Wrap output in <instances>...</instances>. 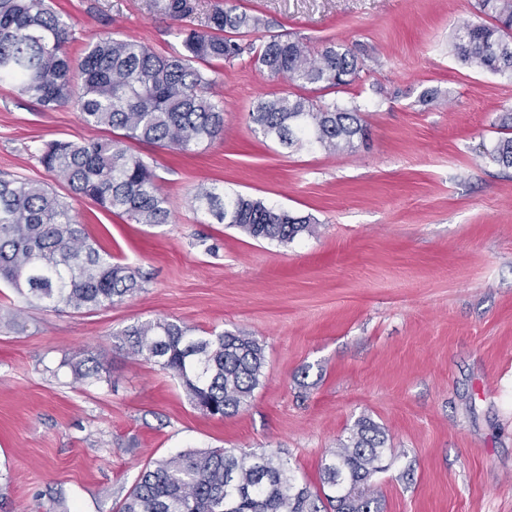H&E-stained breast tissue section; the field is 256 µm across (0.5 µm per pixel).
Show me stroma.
I'll use <instances>...</instances> for the list:
<instances>
[{
    "mask_svg": "<svg viewBox=\"0 0 512 512\" xmlns=\"http://www.w3.org/2000/svg\"><path fill=\"white\" fill-rule=\"evenodd\" d=\"M311 49L355 46L361 78L324 101L360 106L366 143L287 149L248 113L294 93L242 59L217 64L224 135L194 152L137 146L168 197L169 223L137 224L74 202L143 292L75 311L32 304L0 282V512H116L143 464L182 451H278L317 488L322 458L357 419L393 450L374 488L382 512H512V168L483 159L512 79L463 66L453 31L474 0H239ZM79 54L100 36L178 48L155 0H53ZM438 96L420 102L424 89ZM73 104L47 109L0 85V177L64 184L38 161L53 140L92 141ZM302 215L317 231L257 241L194 200L198 185ZM167 319L195 334L261 341L265 379L239 413L194 409L177 379L129 357L127 326ZM92 353L106 374L74 385L64 362Z\"/></svg>",
    "mask_w": 512,
    "mask_h": 512,
    "instance_id": "1",
    "label": "stroma"
}]
</instances>
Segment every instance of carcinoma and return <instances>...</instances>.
Instances as JSON below:
<instances>
[{
	"label": "carcinoma",
	"mask_w": 512,
	"mask_h": 512,
	"mask_svg": "<svg viewBox=\"0 0 512 512\" xmlns=\"http://www.w3.org/2000/svg\"><path fill=\"white\" fill-rule=\"evenodd\" d=\"M169 15L184 18L192 0H165ZM484 16L458 27L452 51L466 67L512 75V0H476ZM269 26L255 14L218 0L197 26L177 32L180 48L167 55L132 38L89 40L80 58L69 55L71 27L49 0H0V82H9L48 108L68 102L83 121L112 136L93 142L44 144L39 162L74 197L137 224L169 223L168 198L157 176L130 144L192 152L224 134V106L213 98V64L248 57L270 77L301 88L353 85L364 63L354 49L327 43L313 54L300 37L271 35L244 41ZM254 129L286 148L317 145L330 152L355 147L367 128L356 106L301 94L274 95L249 112ZM500 137L484 150L491 162L512 168V111L499 116ZM194 199L255 240L290 243L315 233L314 219L240 194L221 196L204 185ZM0 279L33 303L74 310L106 307L142 290L139 269L112 255L85 233L72 206L44 183L0 178ZM128 354L176 377L193 406L226 417L248 405L265 377L264 347L242 331L195 336L168 320L133 324L119 333ZM104 363L89 355L70 363L75 383L101 379ZM387 435L368 418L338 440L320 466V486H298L279 453L226 448L190 450L148 462L119 512H378L373 477L384 471Z\"/></svg>",
	"instance_id": "cac0c4a2"
}]
</instances>
